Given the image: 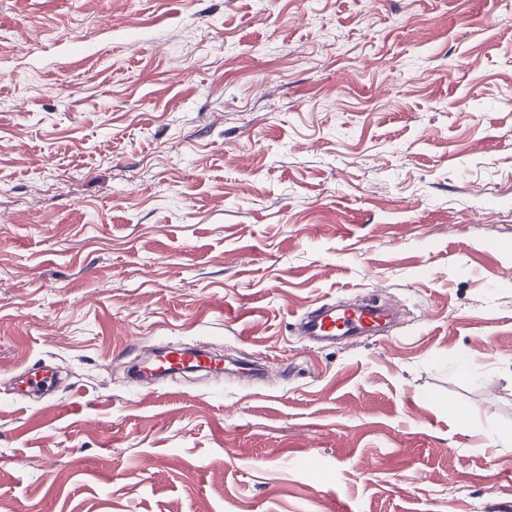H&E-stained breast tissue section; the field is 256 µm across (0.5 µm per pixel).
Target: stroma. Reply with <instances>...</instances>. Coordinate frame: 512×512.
Segmentation results:
<instances>
[{
  "mask_svg": "<svg viewBox=\"0 0 512 512\" xmlns=\"http://www.w3.org/2000/svg\"><path fill=\"white\" fill-rule=\"evenodd\" d=\"M510 97L500 0H0V512H512ZM336 304L313 307L298 322L297 328L311 341L334 339L336 336L356 338L371 333L383 334L388 314L383 310L359 303L356 296L343 298ZM336 326L341 329L336 333ZM337 334V335H336ZM165 357L155 363L151 369H147L148 374H152L151 380L160 381L181 371L183 366L194 365L192 368L204 370H218L214 368V360L201 350L167 348ZM56 383V374L48 365L26 368L18 377V388L23 394H49L54 391Z\"/></svg>",
  "mask_w": 512,
  "mask_h": 512,
  "instance_id": "obj_1",
  "label": "stroma"
}]
</instances>
